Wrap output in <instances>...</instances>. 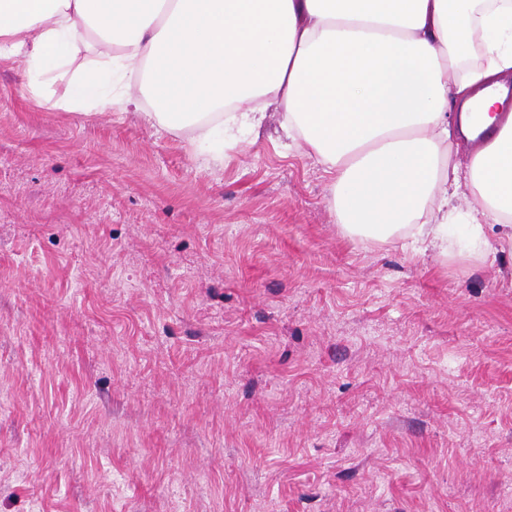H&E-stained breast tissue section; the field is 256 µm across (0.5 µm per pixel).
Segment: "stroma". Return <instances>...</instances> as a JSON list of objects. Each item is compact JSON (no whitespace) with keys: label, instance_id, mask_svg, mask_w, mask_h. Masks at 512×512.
<instances>
[{"label":"stroma","instance_id":"obj_1","mask_svg":"<svg viewBox=\"0 0 512 512\" xmlns=\"http://www.w3.org/2000/svg\"><path fill=\"white\" fill-rule=\"evenodd\" d=\"M0 68V512H512V250L340 227L275 106L223 160Z\"/></svg>","mask_w":512,"mask_h":512}]
</instances>
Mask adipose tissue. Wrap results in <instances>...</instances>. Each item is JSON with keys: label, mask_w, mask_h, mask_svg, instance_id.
Masks as SVG:
<instances>
[{"label": "adipose tissue", "mask_w": 512, "mask_h": 512, "mask_svg": "<svg viewBox=\"0 0 512 512\" xmlns=\"http://www.w3.org/2000/svg\"><path fill=\"white\" fill-rule=\"evenodd\" d=\"M160 2L0 0V62L18 65L36 99L65 80L56 109H134L218 154L226 128L261 126L250 103L268 97L323 165L344 230L384 241L410 228L420 252L480 260L512 247V123H498L512 0ZM477 109L498 131L462 176L452 140H474ZM463 185L465 211L448 198ZM431 198L440 218L427 224Z\"/></svg>", "instance_id": "1"}]
</instances>
